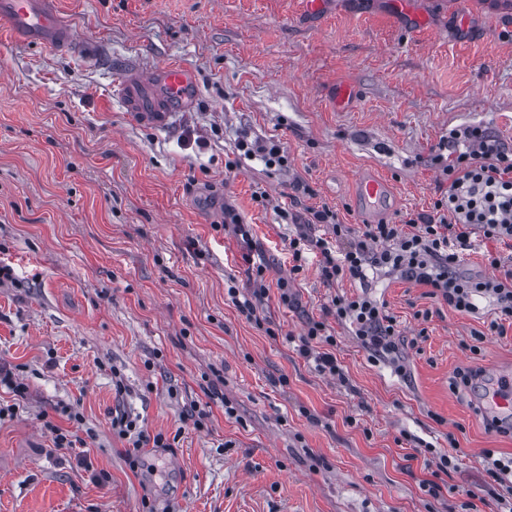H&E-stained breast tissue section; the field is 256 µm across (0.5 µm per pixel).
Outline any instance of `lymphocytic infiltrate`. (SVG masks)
<instances>
[{"instance_id":"1","label":"lymphocytic infiltrate","mask_w":512,"mask_h":512,"mask_svg":"<svg viewBox=\"0 0 512 512\" xmlns=\"http://www.w3.org/2000/svg\"><path fill=\"white\" fill-rule=\"evenodd\" d=\"M443 170L448 177L445 198L437 201L433 213L417 215L404 226L354 228L340 223L326 206L303 214L279 211L283 220L304 227L289 242L292 273L302 271L305 251L314 250L320 255L323 282L359 281L361 294L334 295L325 312L350 325L371 362L387 363L400 374L407 370L404 340L384 304L367 290L372 274L382 272L428 286L433 298L462 314L477 313L479 300L491 299L498 320L512 322V268L503 269L500 256L490 253L486 259L492 268L502 269V276L472 278L459 272L473 235L512 241V145L481 128H464L449 140ZM316 224L325 226L330 238L309 235V227ZM320 343L325 346L321 352L316 349ZM336 344L324 322L311 321L299 338L298 353L318 372L341 381L345 374L332 351Z\"/></svg>"}]
</instances>
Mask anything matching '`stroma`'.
Masks as SVG:
<instances>
[{"label":"stroma","mask_w":512,"mask_h":512,"mask_svg":"<svg viewBox=\"0 0 512 512\" xmlns=\"http://www.w3.org/2000/svg\"><path fill=\"white\" fill-rule=\"evenodd\" d=\"M98 55L59 56L0 34V512H499L489 431L457 370L512 364L493 305L461 314L384 274L370 293L403 330L410 373L371 363L324 316L319 256L279 301L296 233L279 209L324 206L367 223L359 176L390 184L380 221L434 209L450 133L477 126L512 144V6L503 0H59ZM188 66L194 111L134 124L112 63ZM352 91L335 106L334 87ZM286 151L268 167L242 134ZM307 193H299L298 185ZM263 191L267 203L256 202ZM232 205L252 246L224 227ZM266 295L249 321L227 290ZM325 320L347 384L317 372L289 336ZM233 415H225V406ZM79 420H71L69 411ZM124 413L164 448H131ZM72 440L60 448L49 432ZM456 431L458 448L448 445ZM456 467L441 496L431 453Z\"/></svg>","instance_id":"35a3bbf8"}]
</instances>
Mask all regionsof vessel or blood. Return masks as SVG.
I'll return each instance as SVG.
<instances>
[{
  "label": "vessel or blood",
  "instance_id": "b4317fda",
  "mask_svg": "<svg viewBox=\"0 0 512 512\" xmlns=\"http://www.w3.org/2000/svg\"><path fill=\"white\" fill-rule=\"evenodd\" d=\"M0 30L10 40L65 56L98 52L96 43L76 38L58 0H0ZM116 69V94L134 123L166 129L176 113L193 110L197 82L187 66L145 70L136 63L122 62ZM356 195L365 213L375 214L384 209L388 188L381 178L369 174L358 180ZM476 405L487 419H512V369L493 370Z\"/></svg>",
  "mask_w": 512,
  "mask_h": 512
}]
</instances>
